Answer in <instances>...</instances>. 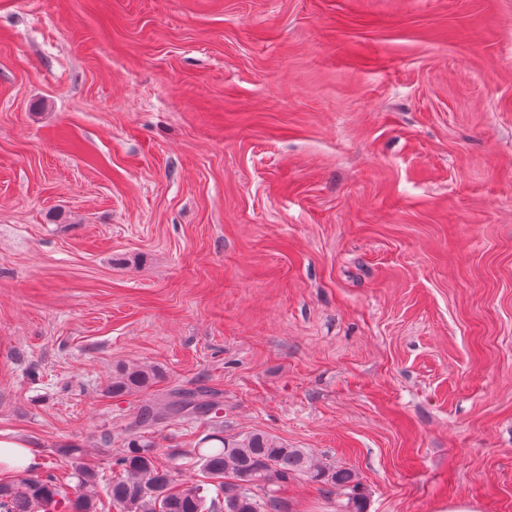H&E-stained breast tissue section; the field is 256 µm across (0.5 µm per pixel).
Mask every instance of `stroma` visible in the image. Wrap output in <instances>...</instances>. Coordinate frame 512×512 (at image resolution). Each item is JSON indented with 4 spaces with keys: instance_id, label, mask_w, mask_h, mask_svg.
<instances>
[{
    "instance_id": "obj_1",
    "label": "stroma",
    "mask_w": 512,
    "mask_h": 512,
    "mask_svg": "<svg viewBox=\"0 0 512 512\" xmlns=\"http://www.w3.org/2000/svg\"><path fill=\"white\" fill-rule=\"evenodd\" d=\"M198 387L366 512H512V0H0V437L106 475ZM158 373L151 368L124 366L112 376L107 392L112 397H124L150 388L156 381Z\"/></svg>"
}]
</instances>
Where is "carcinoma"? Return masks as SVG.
Instances as JSON below:
<instances>
[{
    "label": "carcinoma",
    "instance_id": "cac0c4a2",
    "mask_svg": "<svg viewBox=\"0 0 512 512\" xmlns=\"http://www.w3.org/2000/svg\"><path fill=\"white\" fill-rule=\"evenodd\" d=\"M158 373L124 366L112 376L107 392L114 397L150 388ZM203 421L211 431L198 439L188 458L211 482L184 488L172 471L157 461L151 435L172 420ZM123 448L112 457L106 493L94 492L98 473L75 466L78 491L68 490V475L46 471L0 481V512H287L283 489L298 478L319 485L330 498L346 496L343 512H364L361 483L349 468L312 462L303 448H290L265 432L224 434L223 407L206 389H171L141 405L121 428Z\"/></svg>",
    "mask_w": 512,
    "mask_h": 512
}]
</instances>
